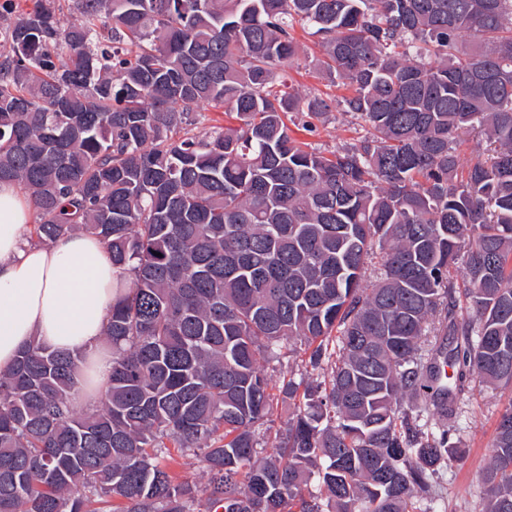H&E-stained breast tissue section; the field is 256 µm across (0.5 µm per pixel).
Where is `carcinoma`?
<instances>
[{
    "label": "carcinoma",
    "instance_id": "obj_1",
    "mask_svg": "<svg viewBox=\"0 0 512 512\" xmlns=\"http://www.w3.org/2000/svg\"><path fill=\"white\" fill-rule=\"evenodd\" d=\"M73 7L0 5V183L129 286L101 407L74 406L77 354L33 340L0 371V512H429L468 382L512 387V0ZM298 28L340 99L288 78ZM199 104L237 125L196 129ZM338 107L355 141L291 135ZM471 133L488 149L462 166ZM491 448L482 512H512V403ZM189 455L206 482L166 464ZM308 121H312L317 126V130L310 131ZM288 127L298 140L326 150H333L345 143L353 142L364 134L361 122L339 109L330 113L329 120L325 124L311 120L300 112H293L288 115Z\"/></svg>",
    "mask_w": 512,
    "mask_h": 512
}]
</instances>
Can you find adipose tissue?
Listing matches in <instances>:
<instances>
[{
    "label": "adipose tissue",
    "instance_id": "adipose-tissue-1",
    "mask_svg": "<svg viewBox=\"0 0 512 512\" xmlns=\"http://www.w3.org/2000/svg\"><path fill=\"white\" fill-rule=\"evenodd\" d=\"M33 212L18 188L0 185V370L39 340L53 350L87 352L93 381L80 397L106 387L112 356L100 352L117 296V271L99 239L77 232L48 246L27 240Z\"/></svg>",
    "mask_w": 512,
    "mask_h": 512
}]
</instances>
